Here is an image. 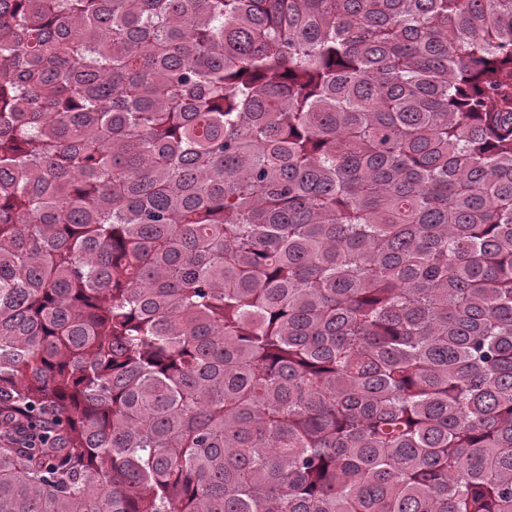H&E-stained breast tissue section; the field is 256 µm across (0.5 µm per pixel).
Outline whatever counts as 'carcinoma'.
<instances>
[{
    "label": "carcinoma",
    "instance_id": "cac0c4a2",
    "mask_svg": "<svg viewBox=\"0 0 512 512\" xmlns=\"http://www.w3.org/2000/svg\"><path fill=\"white\" fill-rule=\"evenodd\" d=\"M0 512H512V0H0Z\"/></svg>",
    "mask_w": 512,
    "mask_h": 512
}]
</instances>
